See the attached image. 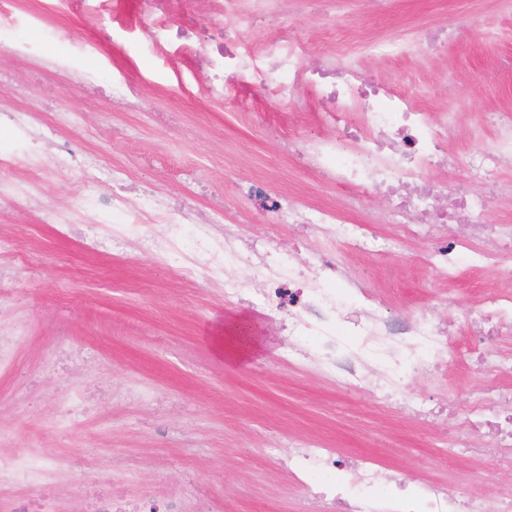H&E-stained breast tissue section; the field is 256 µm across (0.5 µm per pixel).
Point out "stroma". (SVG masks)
I'll use <instances>...</instances> for the list:
<instances>
[{"label": "stroma", "instance_id": "1", "mask_svg": "<svg viewBox=\"0 0 512 512\" xmlns=\"http://www.w3.org/2000/svg\"><path fill=\"white\" fill-rule=\"evenodd\" d=\"M13 40L31 43L34 55L15 56L0 42V71L28 82L14 104L48 123L57 109L75 113L62 138L99 157L100 188L151 183L160 199L195 207L203 222L223 225L225 212L241 216L243 238L266 232L291 246L316 233L295 224L256 220L257 201L240 196L248 181L273 193L310 202H335V189L320 186L281 153L273 129L299 139L319 128V106L271 100L245 79L230 98L207 91L206 67L182 42L157 47L147 31L146 0H14ZM445 23L458 33L439 54L399 61L366 59L353 35L365 30L397 35ZM293 24L308 46V61L326 51L357 61L366 75L414 91L417 106L447 113L454 124L448 148L464 156L494 133L486 113L512 106V0H391L372 16L365 0H324ZM109 78L140 86L147 102L125 110L87 85L82 58ZM43 173L10 172L32 181L45 204L70 209L88 184L79 172L57 167L44 150ZM0 236L12 255L0 258L20 298L13 315L28 328V343L14 371L0 379V429L15 448L39 440L56 454L79 447L124 481L135 502L156 501L186 486L205 494L209 512H299V493L273 448L294 436H313L342 457L380 456L408 484L454 477L457 485L494 498L512 490L494 462L464 458L449 473L442 449L448 426L415 423L396 408L339 389L303 367L283 364L288 339L283 318L248 301L228 302L222 285L205 276L185 281L178 264H158L137 239L122 248L87 253L78 231L46 223L40 210H0ZM429 243L404 240L396 253L353 260L351 269L383 299L409 317L439 305L445 318L495 291L494 272H462L457 282L436 280L423 265ZM246 317L261 340L246 359L218 354L216 327ZM458 358L437 381L414 377L416 398L437 397L464 409L481 376L469 371V337L454 339ZM148 391L129 400L126 387ZM82 392L90 414L70 428L43 424L61 407L65 388Z\"/></svg>", "mask_w": 512, "mask_h": 512}]
</instances>
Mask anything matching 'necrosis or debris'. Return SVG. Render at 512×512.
Here are the masks:
<instances>
[{"instance_id":"4bbe7bcc","label":"necrosis or debris","mask_w":512,"mask_h":512,"mask_svg":"<svg viewBox=\"0 0 512 512\" xmlns=\"http://www.w3.org/2000/svg\"><path fill=\"white\" fill-rule=\"evenodd\" d=\"M314 2L209 0V9L214 17L236 23L212 49L224 60L223 70L212 76L214 83L246 73L271 98L285 99L309 88L322 104V134L300 142L288 140L285 148L321 180L344 192L342 207L300 204L288 195L269 194L257 181L242 189L244 197L260 201L273 223L321 232L326 246L318 258L295 264L272 254L264 242L244 241L230 230L213 234L193 208L145 197L137 188L112 195L96 189L87 197L90 225L100 224L104 213L114 217L107 234L92 243L97 249H117L138 225H164L162 235L144 238V251L160 262L173 256L182 259L185 277L206 273L223 278L227 299L247 298L286 314V334L294 342L289 363L312 367L345 389L377 392L385 402L405 399L412 415L423 420L431 410L425 401L406 398L408 380L447 374L455 347L445 321L427 313L401 317L351 273L347 254L381 256L398 247L397 237L369 230L363 215L367 197L379 190L393 200V221L400 235L440 237L425 264L444 281L456 279L465 268H500L503 252L512 249V225H488L481 238L449 233V224L481 219L488 201L448 190L430 178V171L449 163L447 120H436L417 107L408 90L368 83L358 69L337 62L335 54L326 55L324 69L307 66V47L290 28L288 16L303 13ZM262 21L279 24L274 50L248 58L238 54L237 29ZM449 38V33L433 29L409 38L366 35L359 40V54L399 59L414 51L438 49ZM492 119L500 129L498 136L470 152L466 168L472 179L496 187L503 168L512 163V107L496 111ZM9 128L15 146L0 153V204L26 210L34 207L36 197L27 185L6 179L5 174L40 168L34 146L44 132L34 114L18 108L10 113ZM239 269L252 274L255 287L241 283L235 275ZM463 318L468 330L482 335H511L512 293L490 294ZM471 360L483 371L484 381L459 419L447 459L455 461L458 448L482 453V446L471 441L481 432L490 437L512 475V355L484 344L472 349ZM9 440V433L0 430V512H57L58 459L36 444L24 451L11 448ZM283 461L303 493L300 512H512V495L490 503L441 482L413 489L373 456L340 460L335 449L315 438L291 443ZM74 464L82 471L85 487L109 486L108 493L94 498L88 512H141L92 458L79 455Z\"/></svg>"}]
</instances>
